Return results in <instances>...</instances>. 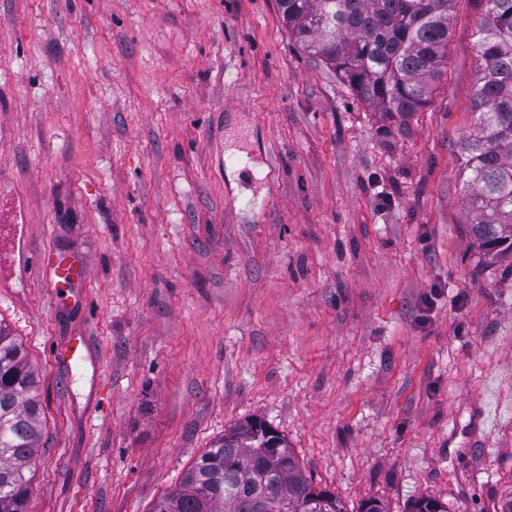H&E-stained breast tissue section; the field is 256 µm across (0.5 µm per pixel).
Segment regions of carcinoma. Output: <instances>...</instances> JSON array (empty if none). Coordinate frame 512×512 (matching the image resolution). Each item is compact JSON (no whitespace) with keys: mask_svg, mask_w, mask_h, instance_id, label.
<instances>
[{"mask_svg":"<svg viewBox=\"0 0 512 512\" xmlns=\"http://www.w3.org/2000/svg\"><path fill=\"white\" fill-rule=\"evenodd\" d=\"M455 0H277L294 43L317 57L376 112L426 108L448 61ZM475 40L473 129L461 144L462 181L478 248L512 255V0H486ZM38 377L0 325V512H28L30 470L41 440ZM262 420L239 423L191 464L151 512H345L315 488L288 439ZM410 512H448L423 496Z\"/></svg>","mask_w":512,"mask_h":512,"instance_id":"carcinoma-1","label":"carcinoma"}]
</instances>
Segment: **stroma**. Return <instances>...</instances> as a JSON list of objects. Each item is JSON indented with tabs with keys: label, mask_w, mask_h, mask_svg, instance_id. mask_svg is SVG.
<instances>
[{
	"label": "stroma",
	"mask_w": 512,
	"mask_h": 512,
	"mask_svg": "<svg viewBox=\"0 0 512 512\" xmlns=\"http://www.w3.org/2000/svg\"><path fill=\"white\" fill-rule=\"evenodd\" d=\"M485 9L455 0L431 104L392 118L276 0H0V254L18 222L90 272L87 310L37 270L0 292L39 377L29 512H150L253 417L346 512L512 499V257L461 182Z\"/></svg>",
	"instance_id": "stroma-1"
}]
</instances>
